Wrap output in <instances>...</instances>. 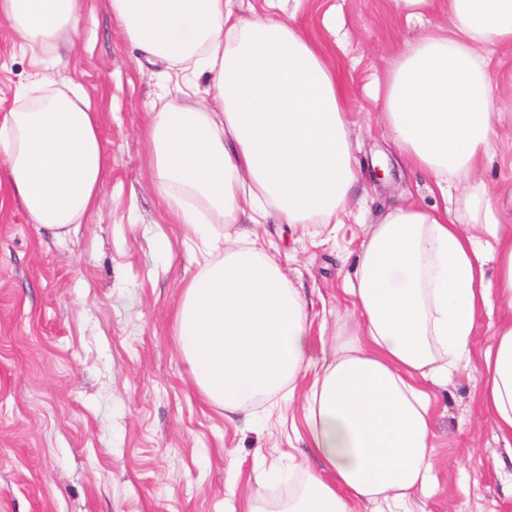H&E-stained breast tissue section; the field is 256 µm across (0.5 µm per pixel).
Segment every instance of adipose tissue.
Returning <instances> with one entry per match:
<instances>
[{
	"instance_id": "ef3b65f1",
	"label": "adipose tissue",
	"mask_w": 512,
	"mask_h": 512,
	"mask_svg": "<svg viewBox=\"0 0 512 512\" xmlns=\"http://www.w3.org/2000/svg\"><path fill=\"white\" fill-rule=\"evenodd\" d=\"M84 0H0L26 52L62 61L73 52ZM397 19L438 10L444 28L396 48L382 110L400 163L447 196L464 184L462 212L411 203L374 225L350 290L357 314L306 393L310 444L322 474L308 475L288 512H412L433 470L428 383L467 360L481 308L484 254L496 243L497 295L508 316L483 360L482 407L512 446V226L499 223L479 176L502 114L487 81L486 46L512 50V0H384ZM123 37L148 63L176 66V99L143 128L147 171L170 223L204 247L175 323L191 379L230 412L294 385L309 353L306 304L263 251L220 246L215 227L338 224L358 188L347 138V88L328 50L293 19L249 18L224 0H109ZM210 105L194 100L199 79ZM52 68L36 96L0 114V206L67 236L100 205L108 155L99 118L79 86Z\"/></svg>"
}]
</instances>
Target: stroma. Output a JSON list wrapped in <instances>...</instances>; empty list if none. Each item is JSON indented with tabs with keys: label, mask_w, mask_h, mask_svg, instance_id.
<instances>
[{
	"label": "stroma",
	"mask_w": 512,
	"mask_h": 512,
	"mask_svg": "<svg viewBox=\"0 0 512 512\" xmlns=\"http://www.w3.org/2000/svg\"><path fill=\"white\" fill-rule=\"evenodd\" d=\"M282 13L326 43L346 76L362 188L332 233L274 221L220 230L257 232L310 305L311 376L355 318L347 290L373 224L389 208L435 201L428 178L397 164L376 86L395 46L448 18L396 21L383 0H282ZM74 40L58 76L89 94L109 162L98 209L65 239L19 204L0 208V512H245L292 494L318 467L303 397L264 396L251 414L228 413L203 401L178 345L175 311L201 269L200 244L166 222L142 136L149 109L171 101L174 73L137 59L107 0H84ZM18 43L0 21V113L35 79ZM489 55L492 96L512 115V53ZM479 176L512 224V118ZM163 235L166 253L154 246ZM504 313L490 296L470 362L433 388L435 480L418 512H512L511 453L479 402L480 357ZM259 470L277 477L257 485Z\"/></svg>",
	"instance_id": "35a3bbf8"
}]
</instances>
